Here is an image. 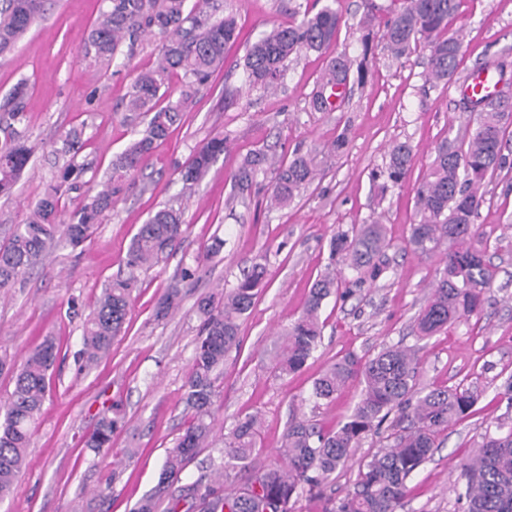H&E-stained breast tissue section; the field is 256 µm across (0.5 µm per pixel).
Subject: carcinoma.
<instances>
[{"label":"carcinoma","instance_id":"carcinoma-1","mask_svg":"<svg viewBox=\"0 0 512 512\" xmlns=\"http://www.w3.org/2000/svg\"><path fill=\"white\" fill-rule=\"evenodd\" d=\"M107 9L92 25L82 47L83 56L115 59L124 43L134 44L150 34L162 40L157 66L137 73L125 108L135 114L151 115L145 132L134 139L112 161L102 189L88 197L69 220L59 219L62 197L80 189L85 171L75 162L82 131L72 129L58 152L70 155L60 175L32 206L23 224H17L0 245V292L5 293L23 278L36 261L60 237L78 246L89 239L104 212L112 209L114 198L127 181L140 171L152 154L154 144L165 139L169 129L180 122L192 105L200 86L224 63L226 46L239 36L233 13L213 20L199 10H187V0H106ZM338 0H326L318 11H304L302 19L288 26L271 28L247 50L244 63L246 83L252 88L275 89L282 83L288 60L302 51L319 52L329 46L341 23ZM462 0H388L382 7L386 20L381 38L394 59L407 55L411 45L424 44L429 50L424 82H448L456 71L462 42L450 29ZM50 0H0V57L9 55L30 27L44 15ZM375 5L358 21L362 31L363 55L372 41L371 17ZM357 81L365 78V61L347 56L331 59L321 75L312 98L314 109L331 112L332 99L342 97L351 72ZM183 74L176 100L159 105L170 76ZM27 84L19 82L0 104V196L8 197L34 154L17 130L26 115ZM464 109L476 113L475 127L468 140L458 146L447 140L435 149L427 174L416 189V219L410 225L406 246L428 256L443 252L442 267L435 273L432 292L416 317L421 339L434 336L448 326L480 313L484 295L493 281L474 230V218L484 203L479 187L486 177L507 164L503 137L512 124V108L502 98H464ZM226 137L218 133L193 150L179 175L186 185H195L207 175L213 162L224 153ZM414 161L413 147L394 144L389 151L387 178L397 184ZM274 172L270 207L288 206L302 188L316 176L314 158L294 154L286 164L277 162L266 149H256L242 158L230 175L232 187L243 194L257 183L259 175ZM183 212L165 207L154 212L131 240L126 255L127 274L102 289L95 308L85 322L83 348L79 358L92 366L112 349L121 334L137 285L136 272L152 266L161 255L173 251L184 232ZM391 247L384 225L377 221L339 231L330 240L332 264L355 273L354 285L376 281L384 271L381 257ZM264 269L254 266L235 287L220 298L205 297L198 302L202 324L196 340L191 368L184 383L185 402L192 418L176 444L168 449L157 485L134 512H157L167 500V512H294L295 501L321 487L336 469L350 460L368 436L394 416L387 444L364 460L356 481L330 512H399L407 496V480L429 459L438 435L469 414L478 396L470 387H416L420 359L413 347L386 346L362 356L348 353L330 364L314 381L315 402L331 401L352 379L363 389L351 414L338 426L326 429L310 418L290 422L285 429L280 454L288 468L255 466L260 453V420L248 414L237 420L224 435L219 462L211 463L210 474L182 482L181 474L199 449L211 442L214 406L218 392L215 372L225 357L241 347L239 320L254 305L261 288ZM341 272H324L312 283L300 315L279 333L280 341L273 370L286 377L300 370L316 352L323 323L320 309L340 291ZM181 292L169 286L155 310L158 318L178 307ZM57 358L53 340L45 339L16 368L0 358V372L13 373L14 390L0 420V501L9 497L27 464L35 417L47 397V372ZM126 425L122 410L114 405L101 417L86 438L89 448H110L112 437ZM467 482L458 499L464 512H512V423L500 421L477 444V452L466 464ZM236 469L248 471L244 484L224 492V475Z\"/></svg>","mask_w":512,"mask_h":512}]
</instances>
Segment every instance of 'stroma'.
<instances>
[{"instance_id": "obj_1", "label": "stroma", "mask_w": 512, "mask_h": 512, "mask_svg": "<svg viewBox=\"0 0 512 512\" xmlns=\"http://www.w3.org/2000/svg\"><path fill=\"white\" fill-rule=\"evenodd\" d=\"M371 1L386 2L340 0L342 21L331 46L292 58L284 86L267 92L245 82L246 47L271 26L293 22V15L283 0H210L219 10L235 13L241 28L223 65L92 237L77 247L62 242L50 249L0 299V357L22 363L48 337L59 349L48 372L42 415L33 426L28 464L12 495L0 501V512H132L155 487L168 448L190 421L184 383L201 324L198 301L232 287L257 264L266 267L264 286L240 320V351L226 357L216 380L212 445L190 462L183 480L208 473L225 434L248 414L262 419L260 462L278 463L277 450L292 416L332 427L356 402L360 385L354 381L334 401L313 403V382L328 365L347 353L402 343L419 349L418 387L464 383L480 395L472 412L439 437L433 455L410 478L402 512H462L457 491L465 483L463 466L481 435L505 413L503 384L512 375V126L505 134L509 164L487 176L485 201L474 221L494 271L482 311L417 339L415 318L430 295L441 257L414 254L405 241L415 219L416 187L435 146L446 138H464L469 130L472 115L463 110L458 91L468 73L502 68L500 90L512 94V0H463L452 26L463 39L462 55L448 83H424V49L396 60L376 38L364 82L353 85L335 111H315L312 92L331 58L363 55L356 23ZM104 6V0H53L0 63V99L20 80L29 84L26 119L19 129L40 147L10 199L0 198V237L7 225L23 223L29 204L54 182L63 161L49 147L69 129L83 131L77 161L85 165L83 179L93 188L147 126V118L126 112L125 99L135 73L156 63L159 42L142 37L133 46H121L113 61L83 58V42ZM218 133L229 137L223 154L202 182L184 188L178 165ZM343 133L349 138L346 152L325 155L326 146ZM398 142L410 143L416 156L406 178L388 185L377 173ZM261 147L284 161L297 153L316 158V180L287 208L269 209L268 174L259 176L251 192L231 196L230 174L244 155ZM171 204L183 209L187 222L179 246L138 272L124 334L107 357L83 366L78 352L87 315L102 288L124 271L140 224ZM374 220L385 225L393 243L384 273L355 288L348 299L328 298L320 312L324 329L318 351L295 375L278 377L271 365L274 335L301 312L312 282L329 265L332 235ZM216 235L224 240L223 250L203 260ZM186 268L195 274L185 281ZM176 281L182 289L179 308L156 319L158 299ZM116 401L127 425L108 451L95 453L85 439ZM389 432V425H382L344 468L314 494L301 497L295 512H329Z\"/></svg>"}]
</instances>
